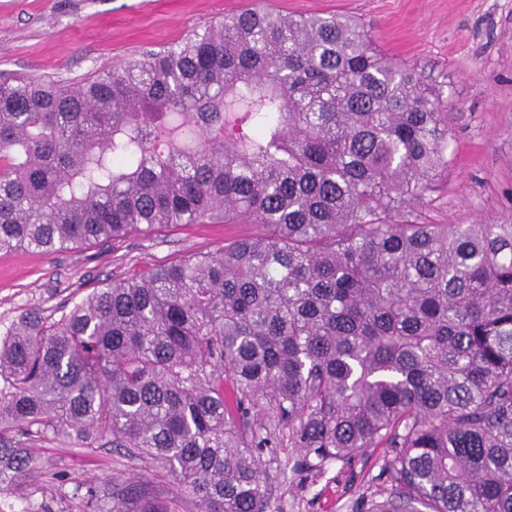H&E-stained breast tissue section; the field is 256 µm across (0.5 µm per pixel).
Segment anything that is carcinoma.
<instances>
[{"mask_svg":"<svg viewBox=\"0 0 512 512\" xmlns=\"http://www.w3.org/2000/svg\"><path fill=\"white\" fill-rule=\"evenodd\" d=\"M446 107L337 14L244 11L76 86L0 81V251L263 227L0 333V491L52 436L145 458L200 512H269L255 453L286 433L311 470L394 449L370 512H512V224L409 210L448 165Z\"/></svg>","mask_w":512,"mask_h":512,"instance_id":"carcinoma-1","label":"carcinoma"}]
</instances>
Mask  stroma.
Wrapping results in <instances>:
<instances>
[{"instance_id":"1","label":"stroma","mask_w":512,"mask_h":512,"mask_svg":"<svg viewBox=\"0 0 512 512\" xmlns=\"http://www.w3.org/2000/svg\"><path fill=\"white\" fill-rule=\"evenodd\" d=\"M260 7L293 16L356 17L378 49L416 68L448 96V165L414 208L424 224H512V0H0V77L26 75L74 85L118 69L202 30ZM258 225L188 224L132 233L105 245L46 255L0 252V331L21 314L62 308L134 271L258 234ZM38 463L17 512H95L76 488H144L171 512H199L164 472L117 450L82 452L60 439L34 447ZM391 449L303 467L304 451L278 437L259 450L271 512H367L389 484Z\"/></svg>"}]
</instances>
